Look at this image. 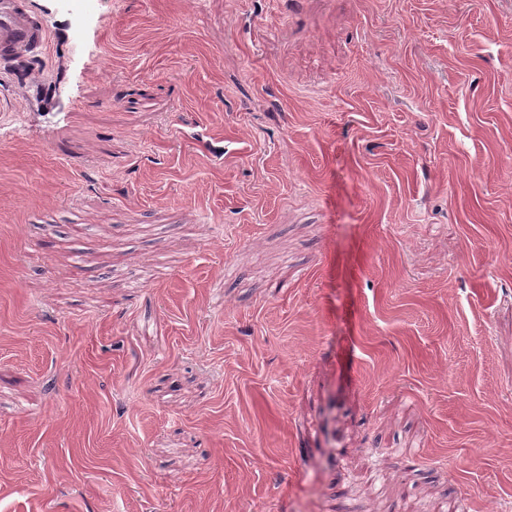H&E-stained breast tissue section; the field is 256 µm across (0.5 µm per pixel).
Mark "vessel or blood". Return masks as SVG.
I'll return each instance as SVG.
<instances>
[{"mask_svg": "<svg viewBox=\"0 0 512 512\" xmlns=\"http://www.w3.org/2000/svg\"><path fill=\"white\" fill-rule=\"evenodd\" d=\"M48 41V26L25 0H0L1 64L41 58Z\"/></svg>", "mask_w": 512, "mask_h": 512, "instance_id": "obj_1", "label": "vessel or blood"}]
</instances>
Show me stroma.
<instances>
[{
  "label": "stroma",
  "instance_id": "35a3bbf8",
  "mask_svg": "<svg viewBox=\"0 0 512 512\" xmlns=\"http://www.w3.org/2000/svg\"><path fill=\"white\" fill-rule=\"evenodd\" d=\"M25 2L0 512H512V0Z\"/></svg>",
  "mask_w": 512,
  "mask_h": 512
}]
</instances>
